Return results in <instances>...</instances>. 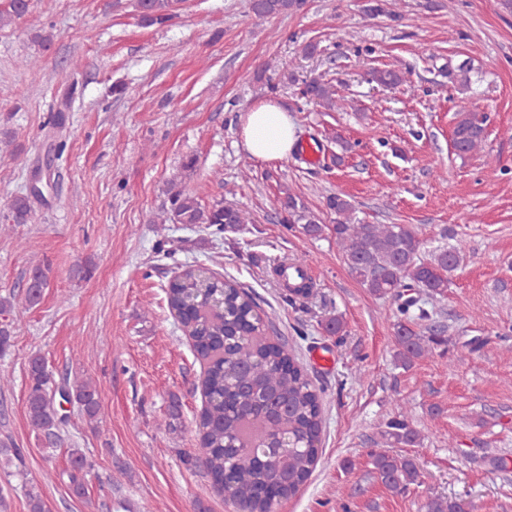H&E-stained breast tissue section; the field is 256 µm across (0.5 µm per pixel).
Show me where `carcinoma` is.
Instances as JSON below:
<instances>
[{
  "label": "carcinoma",
  "instance_id": "carcinoma-1",
  "mask_svg": "<svg viewBox=\"0 0 512 512\" xmlns=\"http://www.w3.org/2000/svg\"><path fill=\"white\" fill-rule=\"evenodd\" d=\"M304 0H249L257 17L295 13ZM141 21L163 25L172 18L173 0H137ZM29 0H8L0 9V26L22 18ZM301 95L331 110L339 106L336 88L316 78L303 81ZM485 119L476 112H456L451 145L465 156L482 146ZM168 206L152 218L154 224H204L213 233L236 231L248 223L246 213L222 200L206 206L184 180L168 182ZM281 221L310 239L329 233L344 264L360 285L396 304L394 323L398 364L404 368L448 342L445 326L430 323L419 296H444L452 276L464 261L460 245L427 248L426 240L410 224H361L352 218L354 207L342 194L326 197L333 223L324 224L300 199L281 189ZM7 208L12 224L28 223L32 196H13ZM34 283L25 292L31 306L40 303L48 288L47 270H31ZM169 307L181 314V325L192 340L202 369L200 414L202 452L184 463L202 468L214 482H222L224 499L250 512H274L281 501L295 496L318 462L322 432L320 390L309 379L285 344L267 335L254 297L233 281L211 275L202 279L187 268L174 278L167 292ZM27 420L44 450L63 442L65 419L54 405L56 393L78 405L89 423L100 419L99 390L91 380L56 385L45 358L34 353L26 368ZM385 443L412 448L422 436L403 414L386 422ZM373 473L395 492L418 483L413 458L386 450L369 454ZM67 477L72 495L82 497L94 464L79 448L68 450ZM28 512H48L41 494L25 490ZM427 512H464L455 501L435 498Z\"/></svg>",
  "mask_w": 512,
  "mask_h": 512
}]
</instances>
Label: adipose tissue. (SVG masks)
I'll use <instances>...</instances> for the list:
<instances>
[{"label":"adipose tissue","mask_w":512,"mask_h":512,"mask_svg":"<svg viewBox=\"0 0 512 512\" xmlns=\"http://www.w3.org/2000/svg\"><path fill=\"white\" fill-rule=\"evenodd\" d=\"M242 147L255 160L271 162L287 156L295 141V129L287 111L274 100L248 108L242 118Z\"/></svg>","instance_id":"obj_1"}]
</instances>
